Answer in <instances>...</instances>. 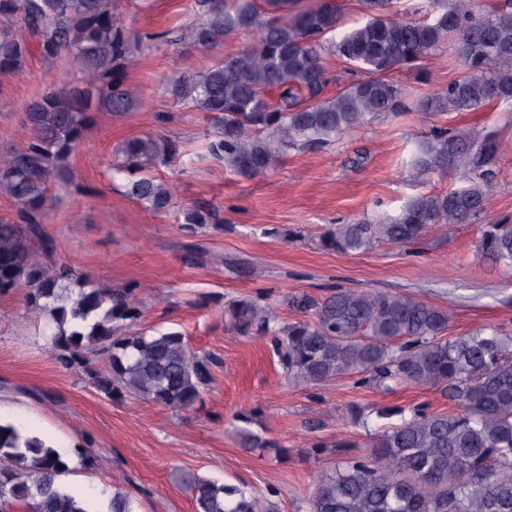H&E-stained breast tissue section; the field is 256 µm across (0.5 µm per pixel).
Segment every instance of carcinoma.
<instances>
[{"label": "carcinoma", "mask_w": 512, "mask_h": 512, "mask_svg": "<svg viewBox=\"0 0 512 512\" xmlns=\"http://www.w3.org/2000/svg\"><path fill=\"white\" fill-rule=\"evenodd\" d=\"M432 20L393 10V0H360L367 22L328 44L340 5L319 0H193L203 20L181 29V40L207 47L238 33L256 35L255 46L224 56L208 71L175 82L173 94L210 115L215 129L209 155L247 179L276 170L290 150L323 147L344 131L396 110L405 88L388 73L411 67L448 45L464 74L425 100L436 112H472L491 102H512V8L475 15L473 0H451ZM113 0H0V72L26 75L29 43L38 38L46 59L69 56L77 76L26 104L29 139L0 150V193L14 213L0 218V295L20 291L26 310L44 320L54 357L67 370L91 374L115 402L141 398L174 412L200 401L216 359L195 352L176 329L128 332L142 315L144 286L102 288L72 267L49 258L54 240L44 231L53 188L68 181L75 151L97 115L117 116L137 104L125 85L134 60L132 36ZM344 58L371 77L325 95L331 82L323 52ZM501 153L483 129L454 133L435 126L416 143L418 170L464 174L465 185L422 195L396 216L375 224H332L318 236L322 249L363 254L376 244H418L435 227L472 224L487 211ZM178 141L135 137L123 142L110 165L126 177L125 194L145 210L175 208L180 185L154 172L180 161ZM183 221L218 226L216 214L197 207ZM477 250L512 269V223L479 225ZM286 304L307 320L279 323L268 308L240 300L224 310L237 334L271 337L288 379L320 385L355 377L383 391L413 385L438 389L455 412L421 406L372 410L352 403L346 421L364 429L371 417L398 422L370 433L369 452L318 476L310 512H512V334L495 327L448 335L452 313L392 292L335 288L324 297L290 294ZM108 355L103 373L92 357ZM252 419L238 417L242 448L288 456ZM86 470L99 465L95 449L77 447ZM72 471L53 442L18 419L0 418V512H91L63 477ZM195 512H277L275 505L217 480L187 473ZM109 512H135L129 496L112 494Z\"/></svg>", "instance_id": "obj_1"}]
</instances>
